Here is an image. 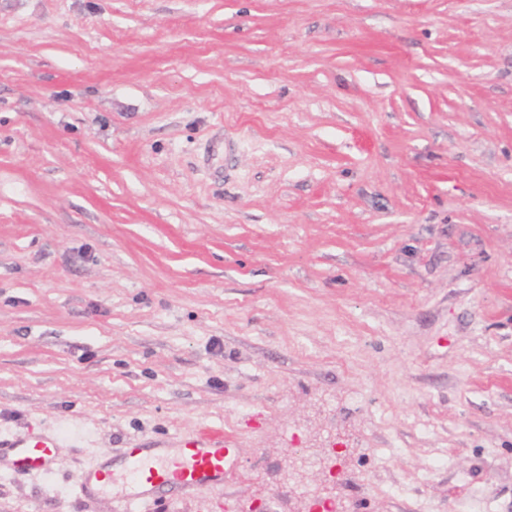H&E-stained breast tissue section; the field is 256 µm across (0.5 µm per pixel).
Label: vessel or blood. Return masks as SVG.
<instances>
[{
    "mask_svg": "<svg viewBox=\"0 0 512 512\" xmlns=\"http://www.w3.org/2000/svg\"><path fill=\"white\" fill-rule=\"evenodd\" d=\"M54 440L39 436L23 441L13 459L15 470L44 471L54 456ZM224 429L204 426L181 440L177 455H154L140 448L123 451L121 476L133 488L127 497L128 512H138L141 498L162 499L203 486L224 482Z\"/></svg>",
    "mask_w": 512,
    "mask_h": 512,
    "instance_id": "b4317fda",
    "label": "vessel or blood"
}]
</instances>
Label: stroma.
Instances as JSON below:
<instances>
[{
  "label": "stroma",
  "mask_w": 512,
  "mask_h": 512,
  "mask_svg": "<svg viewBox=\"0 0 512 512\" xmlns=\"http://www.w3.org/2000/svg\"><path fill=\"white\" fill-rule=\"evenodd\" d=\"M206 424L141 512H512V0H0V512ZM145 448L123 451L120 477L134 489L127 497V511L138 512L139 500L162 499L203 486L224 483V461L229 450L224 448V427L204 426L181 440L178 454L150 456ZM141 487H148L140 491ZM21 448L15 454L13 467L17 471H45L49 469L54 456L56 442L50 438L39 436L19 442Z\"/></svg>",
  "instance_id": "stroma-1"
}]
</instances>
